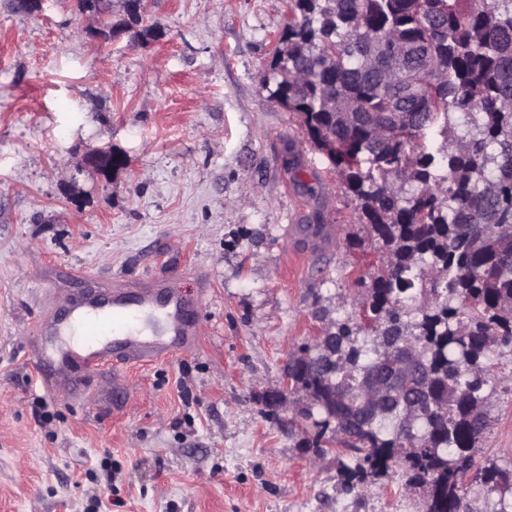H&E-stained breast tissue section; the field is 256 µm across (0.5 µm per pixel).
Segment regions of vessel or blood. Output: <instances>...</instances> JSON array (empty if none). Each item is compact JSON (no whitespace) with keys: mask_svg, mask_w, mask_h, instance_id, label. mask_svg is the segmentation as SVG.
<instances>
[{"mask_svg":"<svg viewBox=\"0 0 512 512\" xmlns=\"http://www.w3.org/2000/svg\"><path fill=\"white\" fill-rule=\"evenodd\" d=\"M77 281L65 304L50 305L36 326L33 350L39 382L50 392L80 396L86 378L117 361L146 365L194 349L197 308L178 288L154 276L137 284L97 278Z\"/></svg>","mask_w":512,"mask_h":512,"instance_id":"b4317fda","label":"vessel or blood"}]
</instances>
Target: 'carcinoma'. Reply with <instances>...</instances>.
I'll list each match as a JSON object with an SVG mask.
<instances>
[{"label": "carcinoma", "mask_w": 512, "mask_h": 512, "mask_svg": "<svg viewBox=\"0 0 512 512\" xmlns=\"http://www.w3.org/2000/svg\"><path fill=\"white\" fill-rule=\"evenodd\" d=\"M272 69L308 142L336 140L327 156L385 247L331 345L309 338L288 360L298 448L314 461L342 447L349 492L398 465L427 512H473V484L512 512V469L474 453L492 354L512 345V0H291ZM405 341L422 379L370 415L360 381L389 376Z\"/></svg>", "instance_id": "1"}]
</instances>
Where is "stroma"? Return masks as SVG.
<instances>
[{
	"label": "stroma",
	"mask_w": 512,
	"mask_h": 512,
	"mask_svg": "<svg viewBox=\"0 0 512 512\" xmlns=\"http://www.w3.org/2000/svg\"><path fill=\"white\" fill-rule=\"evenodd\" d=\"M289 0H144L106 44L75 0H0V512H426L401 468L360 494L309 460L288 412L265 414L290 353L359 310L382 251L302 120L272 98ZM109 144L128 167L79 170ZM299 154L301 167L286 157ZM315 185L309 198L305 185ZM319 208L320 246L302 222ZM179 253L171 283L200 342L45 391L34 324L55 271L102 280ZM479 459L512 462V350Z\"/></svg>",
	"instance_id": "1"
}]
</instances>
